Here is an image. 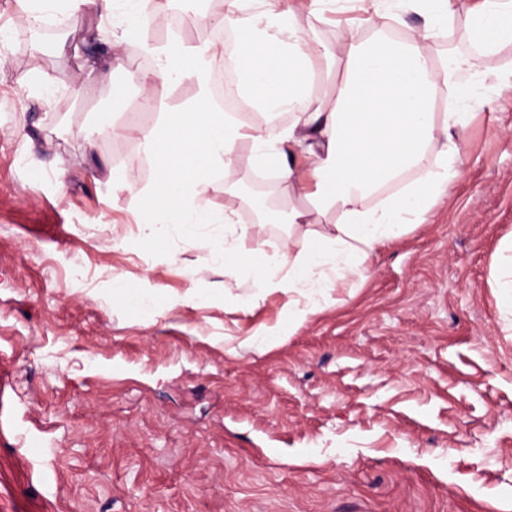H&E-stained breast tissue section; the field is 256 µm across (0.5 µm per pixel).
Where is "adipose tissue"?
Segmentation results:
<instances>
[{
  "instance_id": "adipose-tissue-1",
  "label": "adipose tissue",
  "mask_w": 512,
  "mask_h": 512,
  "mask_svg": "<svg viewBox=\"0 0 512 512\" xmlns=\"http://www.w3.org/2000/svg\"><path fill=\"white\" fill-rule=\"evenodd\" d=\"M254 0H206L235 34L231 51L180 38L145 40L144 30L162 23L170 0H62L63 10L87 25L123 13L110 41L111 59L125 45L139 44L151 58L139 79L145 105L159 120L139 140L164 194L146 211L142 239L190 235L204 224L224 227L216 250L224 271L252 267L259 292L291 290L305 299L294 307V324L316 313L315 294L334 279L365 278L377 248L400 237L447 194L458 177L465 145L467 109L486 88L488 73L455 50L440 53L457 18L456 0H415L423 28L392 37L393 17L375 9L343 29L333 42H317L295 23L299 12L316 16L318 0H293L291 12L269 10L266 22L250 13ZM466 36L482 57L512 47V0H473L466 10ZM232 55L240 75L239 95L256 113L244 120L225 112L211 93L215 63ZM332 74L330 83L317 81ZM189 84L194 96L173 103L172 89ZM447 111H436L438 101ZM285 112L287 125L272 126L268 114ZM252 149L255 167L272 171L288 195V207L257 206L264 224H292L301 245L286 242L273 267L253 264L256 253L246 230L231 215H218L201 200L216 184L232 197L240 181L239 150ZM418 178L378 205L368 200L382 185L409 171ZM326 232H319V225Z\"/></svg>"
}]
</instances>
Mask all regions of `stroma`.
I'll return each instance as SVG.
<instances>
[{
  "label": "stroma",
  "mask_w": 512,
  "mask_h": 512,
  "mask_svg": "<svg viewBox=\"0 0 512 512\" xmlns=\"http://www.w3.org/2000/svg\"><path fill=\"white\" fill-rule=\"evenodd\" d=\"M321 10L299 23L335 41L353 13ZM62 27L101 56L80 19L32 30L0 0V512H512V87L473 106L426 222L292 329L296 293L225 276L218 227L140 239L153 172L136 131L156 117L110 103L137 94L142 51L84 83L53 49ZM31 68L50 91L18 83ZM112 121L135 131L98 135ZM240 172L237 196L208 200L268 261L301 232L258 223L249 158ZM256 333L263 352L239 348Z\"/></svg>",
  "instance_id": "obj_1"
}]
</instances>
